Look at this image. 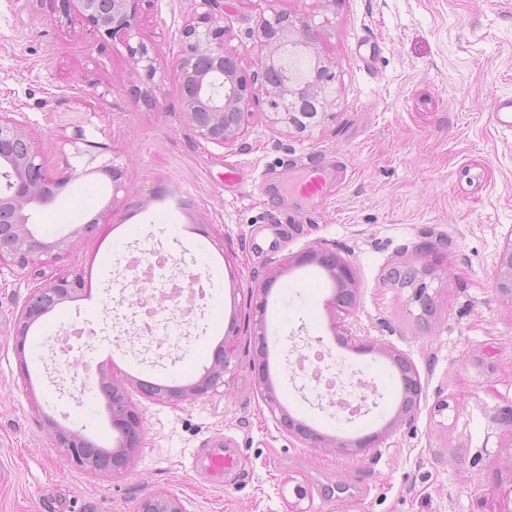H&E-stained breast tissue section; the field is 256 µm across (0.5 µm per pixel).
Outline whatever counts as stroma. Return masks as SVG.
I'll list each match as a JSON object with an SVG mask.
<instances>
[{"label":"stroma","instance_id":"obj_1","mask_svg":"<svg viewBox=\"0 0 512 512\" xmlns=\"http://www.w3.org/2000/svg\"><path fill=\"white\" fill-rule=\"evenodd\" d=\"M221 2L226 45L250 74L265 56L251 32L272 10L321 24L335 73L329 119L298 133L270 124L262 99L235 142L196 141L171 62L198 0L140 4L142 31L167 64L152 107L133 94L140 78L125 48L63 18L61 0H0V114L38 134L53 173L65 172L80 135L125 166L120 194L94 173L37 211L38 229L55 238L73 230L75 212L104 213L69 252L36 274L0 267V512H137L159 491L185 512H290L294 503L301 512H512V301L495 288L512 237V131L493 113L496 98L512 97V0ZM366 38L380 46L372 68L356 51ZM302 159L342 166V177L319 197L292 195L288 175ZM230 169L238 182L225 181ZM307 248L348 259L358 299L353 315L334 314L332 282L314 266L272 288L268 374L288 411L342 440L394 416L397 371L338 344L337 324L403 351L423 385L415 418L356 455L283 432L250 365V286ZM153 252L206 278L209 292L191 313L163 312L146 327L128 262ZM394 268L425 270L430 313L392 281ZM73 269L82 292L31 327L20 373L18 309L37 282ZM75 325L94 333L84 358L127 386L143 421L135 460L116 477L89 474L53 439L57 424L103 448L117 440L96 381H76L54 355L56 337ZM233 325L238 363L217 391L162 402L136 388L195 381ZM315 348L326 352L323 373L374 386L376 407L336 413L298 366ZM208 448L233 455L235 473L213 476Z\"/></svg>","mask_w":512,"mask_h":512}]
</instances>
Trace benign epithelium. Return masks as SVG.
<instances>
[{"instance_id":"obj_1","label":"benign epithelium","mask_w":512,"mask_h":512,"mask_svg":"<svg viewBox=\"0 0 512 512\" xmlns=\"http://www.w3.org/2000/svg\"><path fill=\"white\" fill-rule=\"evenodd\" d=\"M141 0H77V9L103 39H117L127 49L134 70L140 75L142 86L136 95L144 102L151 101L155 77L164 63L158 48L147 44L141 37L138 6ZM203 11L185 25L181 53L173 61L181 85L182 112L194 135L205 143L225 145L236 140L247 127L254 114L257 97L255 84L260 82L271 100L280 101L272 112L271 122L293 127L301 133L324 123L334 105L329 88L335 78L331 62L323 57L317 43L304 40L310 30L318 25L307 17H296L286 12H276L264 18L256 29V40L267 49L261 61L260 73L246 74L239 57L228 50L224 43V11L219 0H199ZM136 44H131V41ZM73 157L85 160L82 174L100 173L112 182V205L119 203L118 193L123 189V166L112 158L94 165L98 156L110 147L88 141L82 137L71 142ZM71 173L56 175L42 162L38 137L26 124L0 115V263L21 271H31L47 265L67 252L71 238L83 235L87 226L75 228L71 234L49 240L33 228V215L37 209L58 194L68 184ZM323 267L335 282L338 295L331 304L350 311L355 304V274L350 263L333 251L310 248L284 259L260 282L252 287L259 301L255 307V331L259 344H265L266 331L263 320L265 300L282 273L293 267L309 264ZM84 281L80 273L70 270L41 281L31 289L14 321L15 352L20 370L27 371L25 343L31 326L52 309L51 300L59 305L75 299ZM495 287L500 295L512 299V240L499 255ZM234 337H224L219 361L206 368L194 382L167 387L162 391L145 390L152 397L173 401L203 397L224 384V374L235 360ZM361 353H380L394 364L408 370L410 400L399 407L395 416L376 433L367 434L349 443H335L316 430L294 420L280 401L275 388L268 381L265 365L258 364L259 390L272 415L284 430L311 448H354L363 451L373 448L380 439L393 432L395 427L417 412L420 405L421 382L408 360L398 352L385 350L369 341L356 345ZM103 395L111 415L112 429L119 435V448L124 452L123 465L112 469L124 472L140 448L143 424L139 413L128 400L124 387L101 376ZM54 438L68 457L91 473L104 470L101 451L85 435L73 429L52 425ZM138 512H183L179 499L164 492L144 498Z\"/></svg>"}]
</instances>
